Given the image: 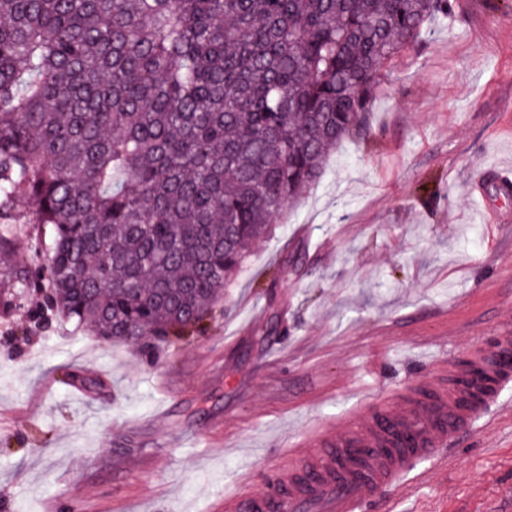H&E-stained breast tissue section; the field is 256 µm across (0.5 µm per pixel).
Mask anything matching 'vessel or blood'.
Masks as SVG:
<instances>
[{"mask_svg":"<svg viewBox=\"0 0 512 512\" xmlns=\"http://www.w3.org/2000/svg\"><path fill=\"white\" fill-rule=\"evenodd\" d=\"M498 204L484 202L487 223L512 218V174H495ZM446 357L432 362L429 394L401 403L384 394L359 403L341 429H317L292 444L259 493L232 491L224 512H367L385 489L408 490L415 461L433 460L457 434L507 409L512 388V336L494 353L479 352L469 375L449 382Z\"/></svg>","mask_w":512,"mask_h":512,"instance_id":"1","label":"vessel or blood"}]
</instances>
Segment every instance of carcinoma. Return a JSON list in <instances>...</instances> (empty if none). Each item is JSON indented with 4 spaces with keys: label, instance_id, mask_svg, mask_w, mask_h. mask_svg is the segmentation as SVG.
Here are the masks:
<instances>
[{
    "label": "carcinoma",
    "instance_id": "cac0c4a2",
    "mask_svg": "<svg viewBox=\"0 0 512 512\" xmlns=\"http://www.w3.org/2000/svg\"><path fill=\"white\" fill-rule=\"evenodd\" d=\"M449 0H0V220L58 312L192 336Z\"/></svg>",
    "mask_w": 512,
    "mask_h": 512
}]
</instances>
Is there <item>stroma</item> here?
<instances>
[{
  "mask_svg": "<svg viewBox=\"0 0 512 512\" xmlns=\"http://www.w3.org/2000/svg\"><path fill=\"white\" fill-rule=\"evenodd\" d=\"M396 58L365 138L251 249L205 331L142 348L45 306L27 200L0 254V512H224L261 491L281 448L363 394L427 383L417 345L457 370L512 333V233L472 183L512 166V0H450ZM33 277L14 285L18 267ZM370 512H512V413L431 464L412 497Z\"/></svg>",
  "mask_w": 512,
  "mask_h": 512,
  "instance_id": "1",
  "label": "stroma"
}]
</instances>
